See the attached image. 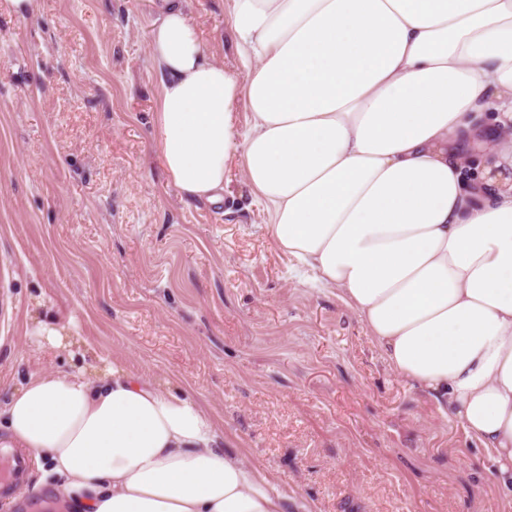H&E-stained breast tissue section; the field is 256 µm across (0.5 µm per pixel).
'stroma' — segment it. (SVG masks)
I'll return each mask as SVG.
<instances>
[{"label":"stroma","mask_w":512,"mask_h":512,"mask_svg":"<svg viewBox=\"0 0 512 512\" xmlns=\"http://www.w3.org/2000/svg\"><path fill=\"white\" fill-rule=\"evenodd\" d=\"M157 0H0V405L31 371L122 359L201 398L309 512H512L490 455L386 365L336 291L294 269L239 168L182 198L153 137ZM242 71L225 0H190ZM42 323L65 326L41 346Z\"/></svg>","instance_id":"stroma-1"}]
</instances>
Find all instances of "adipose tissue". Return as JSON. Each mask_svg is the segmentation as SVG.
I'll return each mask as SVG.
<instances>
[{
  "instance_id": "adipose-tissue-1",
  "label": "adipose tissue",
  "mask_w": 512,
  "mask_h": 512,
  "mask_svg": "<svg viewBox=\"0 0 512 512\" xmlns=\"http://www.w3.org/2000/svg\"><path fill=\"white\" fill-rule=\"evenodd\" d=\"M229 2L241 76L209 58L183 0L153 22L169 182L217 204L240 159L277 246L491 451L512 494V0ZM0 447L50 461L72 512L289 502L202 399L118 361L32 371L0 407Z\"/></svg>"
}]
</instances>
